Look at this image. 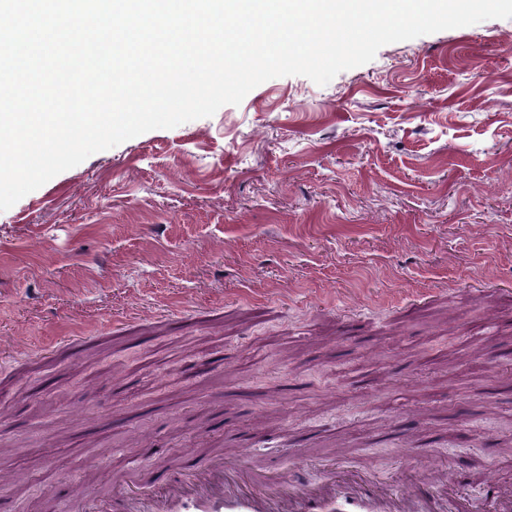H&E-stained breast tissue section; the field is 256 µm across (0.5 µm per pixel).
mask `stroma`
<instances>
[{"label":"stroma","mask_w":512,"mask_h":512,"mask_svg":"<svg viewBox=\"0 0 512 512\" xmlns=\"http://www.w3.org/2000/svg\"><path fill=\"white\" fill-rule=\"evenodd\" d=\"M510 35L270 79L0 212V512L119 487L129 448L146 494L244 447L395 486L405 437L512 493Z\"/></svg>","instance_id":"35a3bbf8"}]
</instances>
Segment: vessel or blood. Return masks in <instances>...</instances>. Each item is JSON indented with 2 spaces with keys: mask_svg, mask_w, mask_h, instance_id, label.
I'll list each match as a JSON object with an SVG mask.
<instances>
[{
  "mask_svg": "<svg viewBox=\"0 0 512 512\" xmlns=\"http://www.w3.org/2000/svg\"><path fill=\"white\" fill-rule=\"evenodd\" d=\"M150 508L133 490L79 500L76 512H474L473 502L437 495L423 481L389 495L374 472L341 479L329 470L270 473L249 469L240 458L216 455L197 466L165 464Z\"/></svg>",
  "mask_w": 512,
  "mask_h": 512,
  "instance_id": "vessel-or-blood-1",
  "label": "vessel or blood"
}]
</instances>
